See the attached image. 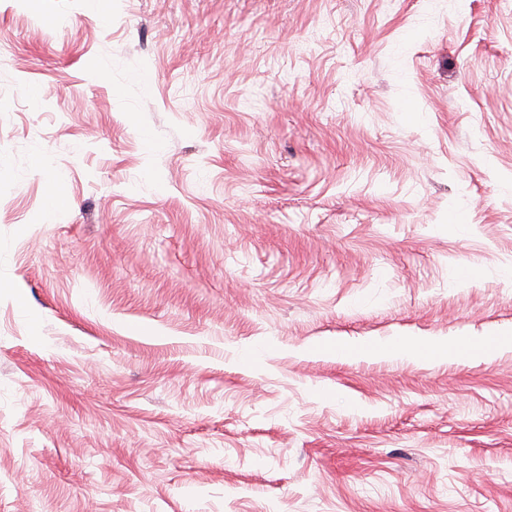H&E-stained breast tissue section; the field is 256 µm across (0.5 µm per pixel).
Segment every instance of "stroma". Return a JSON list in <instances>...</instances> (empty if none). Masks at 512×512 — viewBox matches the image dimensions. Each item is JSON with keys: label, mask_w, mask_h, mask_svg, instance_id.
Wrapping results in <instances>:
<instances>
[{"label": "stroma", "mask_w": 512, "mask_h": 512, "mask_svg": "<svg viewBox=\"0 0 512 512\" xmlns=\"http://www.w3.org/2000/svg\"><path fill=\"white\" fill-rule=\"evenodd\" d=\"M512 0H0V512H512ZM511 337L508 342L494 340L482 347H478L469 342L462 340L452 343H433V344H416L410 346H397L391 348L386 345H375L372 347L373 352H388L407 356L412 359H429L430 352L433 351L448 359L456 361L474 362L476 360L485 359L487 357L500 353L504 348H511Z\"/></svg>", "instance_id": "35a3bbf8"}]
</instances>
